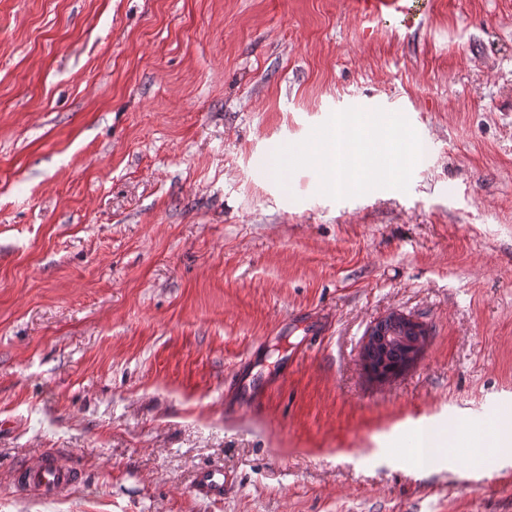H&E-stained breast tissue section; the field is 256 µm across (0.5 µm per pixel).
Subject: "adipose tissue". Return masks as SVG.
Returning a JSON list of instances; mask_svg holds the SVG:
<instances>
[{"label":"adipose tissue","mask_w":512,"mask_h":512,"mask_svg":"<svg viewBox=\"0 0 512 512\" xmlns=\"http://www.w3.org/2000/svg\"><path fill=\"white\" fill-rule=\"evenodd\" d=\"M312 154L329 183L340 188L368 189L382 176L394 174L403 162L402 142L393 135L389 116L360 113L354 125L334 126L315 139ZM428 450L464 446L486 459L512 450V415L498 414L467 432L451 429L428 435Z\"/></svg>","instance_id":"obj_1"}]
</instances>
